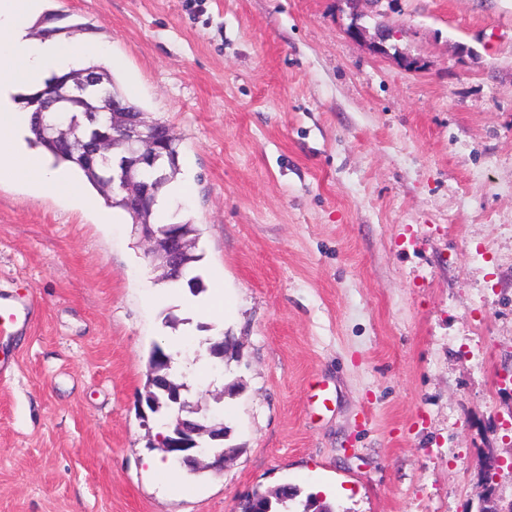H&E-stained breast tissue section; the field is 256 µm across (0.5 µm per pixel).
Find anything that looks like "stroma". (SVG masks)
Returning a JSON list of instances; mask_svg holds the SVG:
<instances>
[{
  "label": "stroma",
  "mask_w": 512,
  "mask_h": 512,
  "mask_svg": "<svg viewBox=\"0 0 512 512\" xmlns=\"http://www.w3.org/2000/svg\"><path fill=\"white\" fill-rule=\"evenodd\" d=\"M52 4L178 137L172 207L233 317L187 313L130 220L1 183L0 299L34 312L0 340V512H236L287 482L482 512L489 454L512 502V0ZM156 345L196 358L222 474L150 468Z\"/></svg>",
  "instance_id": "stroma-1"
}]
</instances>
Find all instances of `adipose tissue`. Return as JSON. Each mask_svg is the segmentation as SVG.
<instances>
[{
  "label": "adipose tissue",
  "instance_id": "obj_1",
  "mask_svg": "<svg viewBox=\"0 0 512 512\" xmlns=\"http://www.w3.org/2000/svg\"><path fill=\"white\" fill-rule=\"evenodd\" d=\"M46 0H0V178L28 183L59 197L80 196L84 181L69 164L28 142L31 94L54 77L83 68L92 46L80 39L34 36Z\"/></svg>",
  "mask_w": 512,
  "mask_h": 512
}]
</instances>
